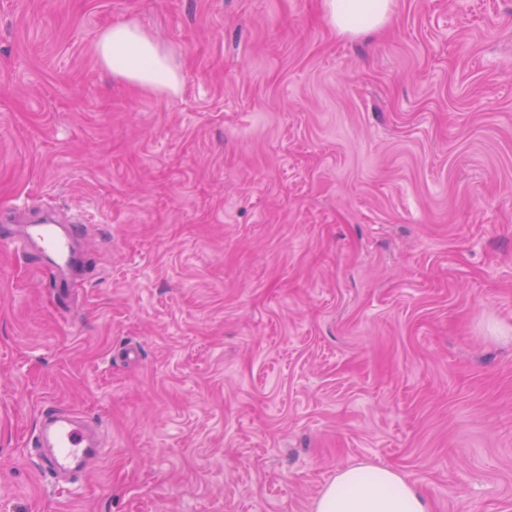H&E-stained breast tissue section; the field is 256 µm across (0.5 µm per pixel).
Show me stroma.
Returning a JSON list of instances; mask_svg holds the SVG:
<instances>
[{"instance_id":"35a3bbf8","label":"stroma","mask_w":512,"mask_h":512,"mask_svg":"<svg viewBox=\"0 0 512 512\" xmlns=\"http://www.w3.org/2000/svg\"><path fill=\"white\" fill-rule=\"evenodd\" d=\"M134 22L181 75H112ZM80 216L66 295L0 247V512H312L337 471L512 512V0H0V211ZM95 420L75 485L46 403ZM330 24L342 34H357L384 24L391 0H326ZM96 53L105 69L146 91H180L179 72L156 40L136 23L105 30L97 39ZM96 429V423L75 412L54 405L44 408L38 430L30 438L33 448H51L40 459L41 470L56 479L74 469L87 472L107 451L101 448Z\"/></svg>"}]
</instances>
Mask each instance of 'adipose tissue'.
<instances>
[{"mask_svg": "<svg viewBox=\"0 0 512 512\" xmlns=\"http://www.w3.org/2000/svg\"><path fill=\"white\" fill-rule=\"evenodd\" d=\"M331 25L357 34L384 24L392 0H325ZM100 64L147 91L179 93L180 74L156 40L134 23H121L97 39ZM314 512H431L427 498L394 469L360 464L342 469L324 487Z\"/></svg>", "mask_w": 512, "mask_h": 512, "instance_id": "adipose-tissue-1", "label": "adipose tissue"}]
</instances>
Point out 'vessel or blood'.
Masks as SVG:
<instances>
[{
    "label": "vessel or blood",
    "instance_id": "obj_1",
    "mask_svg": "<svg viewBox=\"0 0 512 512\" xmlns=\"http://www.w3.org/2000/svg\"><path fill=\"white\" fill-rule=\"evenodd\" d=\"M18 237L53 269L51 285L54 290L68 291L71 286L70 236L58 232L53 220L44 217L24 225ZM96 428V423L75 412L54 405L44 408L39 427L30 438L31 447L45 451L40 460L42 471L55 478L75 469L87 472L105 454L95 434Z\"/></svg>",
    "mask_w": 512,
    "mask_h": 512
}]
</instances>
